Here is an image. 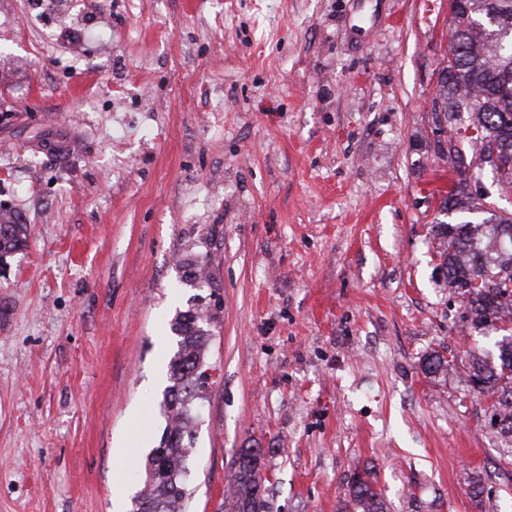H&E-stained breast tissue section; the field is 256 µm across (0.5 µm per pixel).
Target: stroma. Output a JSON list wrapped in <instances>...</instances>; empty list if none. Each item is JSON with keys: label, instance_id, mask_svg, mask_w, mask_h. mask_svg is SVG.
Segmentation results:
<instances>
[{"label": "stroma", "instance_id": "stroma-1", "mask_svg": "<svg viewBox=\"0 0 512 512\" xmlns=\"http://www.w3.org/2000/svg\"><path fill=\"white\" fill-rule=\"evenodd\" d=\"M450 0H0V512H129L209 306L187 512H512L434 226ZM211 284L182 283L180 262ZM458 365L425 378V356ZM27 224H20L9 210L0 213V259L27 245ZM269 477L262 475L259 448H242L235 461L229 499L232 512H269ZM349 497L353 512H388L381 490L370 480L366 469L363 473L355 470L349 485Z\"/></svg>", "mask_w": 512, "mask_h": 512}]
</instances>
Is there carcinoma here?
Instances as JSON below:
<instances>
[{"label":"carcinoma","instance_id":"carcinoma-1","mask_svg":"<svg viewBox=\"0 0 512 512\" xmlns=\"http://www.w3.org/2000/svg\"><path fill=\"white\" fill-rule=\"evenodd\" d=\"M450 30L457 48L439 72L434 108L448 117L464 110V126L474 135L463 142L479 148L478 160L497 154L493 171L498 187L512 193V0H451ZM441 211L455 221L434 225L447 242L440 254L448 286L462 298L461 319L484 336H492L495 363L469 361L467 383L490 393L500 431L512 437V214L497 211L485 197L467 190L466 179L441 201ZM28 228L9 210L0 212V259L27 245ZM183 283L210 284L193 266ZM207 319L196 309L178 313L172 330L177 350L169 361L170 385L164 390V436L144 464L143 488L132 512H185L187 476L196 440L194 404L207 397L205 361ZM455 360L436 351L422 362L427 376L447 378ZM269 477L262 475L260 449L243 448L235 461L229 499L232 512H270ZM353 512H388L387 503L368 471H355L349 485Z\"/></svg>","mask_w":512,"mask_h":512}]
</instances>
